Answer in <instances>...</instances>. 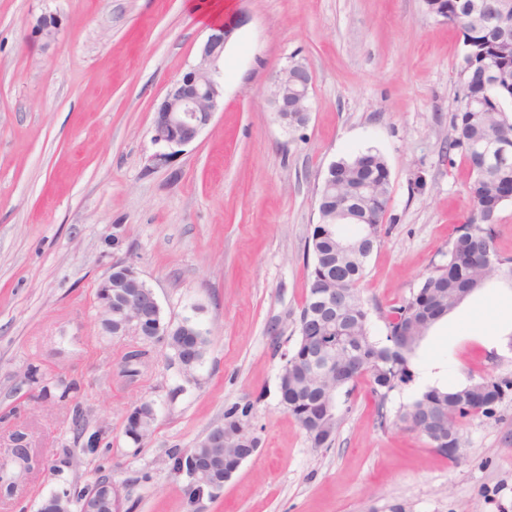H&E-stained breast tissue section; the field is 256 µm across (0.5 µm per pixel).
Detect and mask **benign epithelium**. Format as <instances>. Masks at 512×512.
<instances>
[{"label":"benign epithelium","mask_w":512,"mask_h":512,"mask_svg":"<svg viewBox=\"0 0 512 512\" xmlns=\"http://www.w3.org/2000/svg\"><path fill=\"white\" fill-rule=\"evenodd\" d=\"M509 8L506 0H497V9L492 13L481 11L471 16L467 28L477 33L482 27L494 22ZM235 31V24L226 23L214 27L208 35L200 52L198 63L180 78L174 80L164 101L155 112L151 132L155 144L166 149L163 158H171L181 148L193 143L202 131L211 123L215 112L223 102V82L218 67L224 56L225 48ZM484 76L489 85L498 86L501 81H509L505 66L488 56L482 63ZM313 78L306 66L296 60H289L275 74L270 99L277 118L290 129L299 128V124L288 123L290 112H310L309 99ZM98 308L101 320H112V280L103 275L98 283ZM148 310H161L154 291L145 288L129 296L123 306L124 332H138V323ZM206 447L211 453L218 454L227 448L229 434L224 425L217 424L205 433ZM176 479L183 482L188 499L192 500L194 512H205L206 475L197 466L182 467L173 472ZM117 484L110 474L98 476L87 493L80 499L71 496L66 487L58 488L50 501L59 505L60 512H99L104 499L112 496ZM77 510H72V507Z\"/></svg>","instance_id":"benign-epithelium-1"}]
</instances>
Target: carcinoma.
I'll use <instances>...</instances> for the list:
<instances>
[{
	"label": "carcinoma",
	"instance_id": "cac0c4a2",
	"mask_svg": "<svg viewBox=\"0 0 512 512\" xmlns=\"http://www.w3.org/2000/svg\"><path fill=\"white\" fill-rule=\"evenodd\" d=\"M446 21L462 28L460 15L481 8L483 0H447ZM512 29V13L500 26L491 25L481 32L480 40L499 47L504 52L506 65L512 68V40L507 29ZM481 99L482 111H455L450 117L448 151L458 152L470 168L471 178L467 192L475 203L476 211L459 225L456 235L448 242L446 262L426 273L417 291L384 315L386 337L377 340L370 334L369 312L362 298L354 294L349 309L342 319L325 332L329 349L336 350L341 341L351 351L352 362L336 370V376L325 381L315 378L311 369L307 336L313 321L316 293L334 288L338 291L357 289L365 276L368 253L358 249L364 225L384 220L390 187V171L383 156L371 149L352 154L333 162L324 182L327 189L318 195V223L308 241L307 251L312 255L309 289L298 321V339L287 352L291 371L280 395L283 408L294 417L314 448H329L336 433V420L325 419L327 412L341 414L340 400L353 390L357 376L366 370L371 391L378 398L380 427L389 423L386 402L391 392L412 381L411 357L429 327L455 310L473 291L491 276L512 279V256L497 253L493 245L492 225L497 223L501 208L512 203V162L506 165L485 162L480 154L491 143H506L512 147V115L504 111V103L512 101V86L504 90L474 89L470 82L463 84V96ZM348 207L359 217L357 224L335 223V211ZM112 308L123 303L124 294L142 286L129 276L127 264H112ZM166 345L172 360L184 369L198 367L208 349V339L202 331L194 336L184 328H168ZM147 351L137 349L127 354L121 373L133 377L138 373ZM512 390L509 378L482 377L462 388L431 386L420 393L412 404L398 415L407 428L428 434L431 425L420 420V406L429 401L438 415H448V446L464 445L463 423L479 415L490 414L489 407L503 401ZM255 403H236L224 411V429L236 433L239 425L251 423ZM156 416L147 403L135 406L127 417L124 433L138 444L152 434ZM259 440L251 432L244 440H234L227 450L230 462L210 460L211 476L217 482L213 492L207 494L213 501L224 489V466H234L232 458L249 455L258 447ZM188 453L205 458L204 449L169 448V466L176 469Z\"/></svg>",
	"mask_w": 512,
	"mask_h": 512
}]
</instances>
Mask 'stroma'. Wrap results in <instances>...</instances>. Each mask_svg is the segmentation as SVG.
<instances>
[{
    "mask_svg": "<svg viewBox=\"0 0 512 512\" xmlns=\"http://www.w3.org/2000/svg\"><path fill=\"white\" fill-rule=\"evenodd\" d=\"M190 2L0 0V462L18 433L31 457L0 512H37L58 486L82 489L103 470L134 512H189L167 449L194 447L250 399L260 447L207 512H512V397L465 422L453 460L413 431L380 430L365 378L327 450L279 403L329 166L374 149L390 169L384 231L360 285L379 339L381 311L445 262L473 209L469 167L448 151L458 31L424 0H228L241 25L219 63L223 104L160 162L155 112L210 32ZM44 17L57 22L50 45L36 27ZM291 58L313 75L309 120L295 131L269 102ZM117 261L153 289L165 320H190L208 338L193 381L163 343L103 332L95 291ZM141 346L147 363L121 376ZM411 367L449 388L512 378V282L491 278L438 321ZM144 401L157 428L136 447L124 424ZM77 407L107 447L85 450ZM63 447L72 465L47 479Z\"/></svg>",
    "mask_w": 512,
    "mask_h": 512,
    "instance_id": "35a3bbf8",
    "label": "stroma"
}]
</instances>
